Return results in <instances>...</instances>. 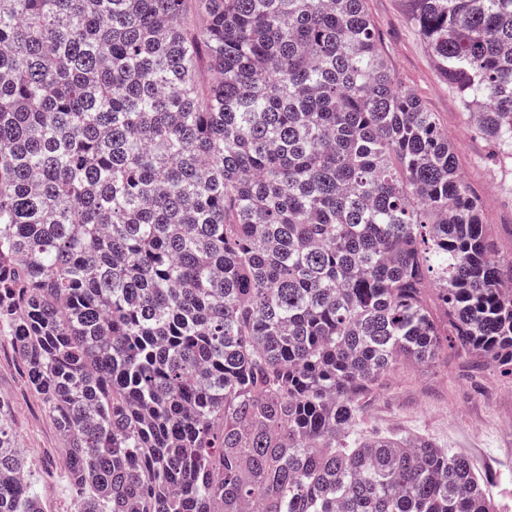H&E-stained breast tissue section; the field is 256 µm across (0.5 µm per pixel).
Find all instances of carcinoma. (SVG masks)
I'll return each instance as SVG.
<instances>
[{
    "label": "carcinoma",
    "instance_id": "cac0c4a2",
    "mask_svg": "<svg viewBox=\"0 0 512 512\" xmlns=\"http://www.w3.org/2000/svg\"><path fill=\"white\" fill-rule=\"evenodd\" d=\"M0 0V342L73 512H499L352 435L399 362L512 376L503 259L367 0ZM512 164V0H404ZM206 66L215 81L199 86ZM0 402V512H43Z\"/></svg>",
    "mask_w": 512,
    "mask_h": 512
}]
</instances>
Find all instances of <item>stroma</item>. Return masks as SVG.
<instances>
[{"instance_id": "stroma-1", "label": "stroma", "mask_w": 512, "mask_h": 512, "mask_svg": "<svg viewBox=\"0 0 512 512\" xmlns=\"http://www.w3.org/2000/svg\"><path fill=\"white\" fill-rule=\"evenodd\" d=\"M367 8L399 87L436 114L500 254L512 256V172L491 162L490 140L460 109L402 0H368ZM0 398L10 407L43 512H70L66 442L29 385L22 359L6 342L0 344ZM353 431L362 436H417L465 452L487 477L501 512H512V380L456 359L427 366L401 364L366 401Z\"/></svg>"}]
</instances>
